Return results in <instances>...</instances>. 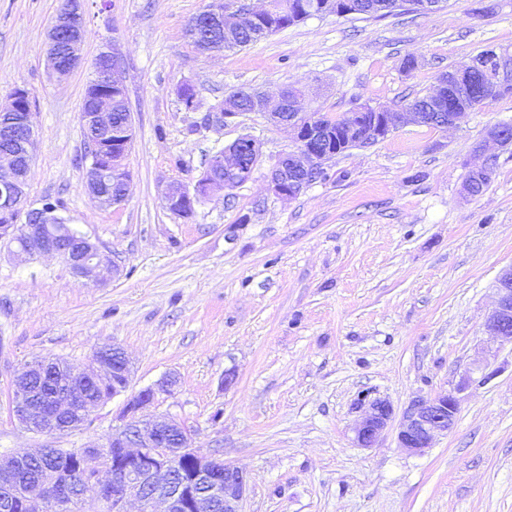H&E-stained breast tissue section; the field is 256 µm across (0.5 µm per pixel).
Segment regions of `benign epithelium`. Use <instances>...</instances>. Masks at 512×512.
<instances>
[{
    "label": "benign epithelium",
    "instance_id": "1",
    "mask_svg": "<svg viewBox=\"0 0 512 512\" xmlns=\"http://www.w3.org/2000/svg\"><path fill=\"white\" fill-rule=\"evenodd\" d=\"M265 0H209L198 13L216 28H231L242 18L254 19L265 14ZM84 16L79 0H72L68 8L57 14L48 37V62L54 75H68L80 60V47L84 42ZM497 67L492 73L491 83L469 94V103L455 111L418 112L408 109L394 112L382 107L364 105L359 111L373 114V124L378 130L370 132L381 138L406 125H435L448 127L465 112L488 100L512 90V57L496 54ZM95 72L102 87L88 112L80 113L84 131L96 130L111 139V144L128 147L134 137V126L117 127L112 122V89L126 91L124 83L125 59L121 46L112 41L108 50L101 52L95 60ZM481 68L478 60L448 73L438 83L435 97L441 99L450 90H464L471 86L476 72ZM301 91H295L287 99L280 89L274 94L256 92L255 105L267 121L288 129L296 144V150L280 155L268 174L269 189L282 200H292L309 186L308 179L325 169L332 159L324 150L325 143L333 138L331 127L318 122L302 107ZM0 197L5 204L0 206V235L18 238L22 245L17 255L28 259L57 257L78 279L93 284L105 281V274L117 271L116 265L103 254L99 246L82 234L72 239L50 234V225L66 224L68 220L53 208L45 210L41 204L28 202V173L35 150V130L32 122L31 104L25 89L17 87L9 95L8 105L0 108ZM90 165L86 170L85 190L102 208H112L123 203L129 191L130 178L123 174L125 154H107L103 151L89 155ZM220 164L210 172L209 180L196 190L186 189L181 182H171L163 196L168 211L177 218L184 217L182 207L196 210V206L224 189V166ZM494 157L487 156L473 167L462 185L463 194L473 197L470 178L476 177L492 167ZM483 328L486 335L501 344H512V266L503 270L496 282V300L485 316ZM118 356L119 367L111 365L104 349L96 350L90 360L71 371L68 386L58 396L59 406L70 404L89 407L85 398V382H102L120 373L126 382L112 392L117 396L125 392L131 381V366L125 353L112 351ZM41 363L33 362L19 375L13 386L12 411L26 429L41 434H60L75 429V425L58 426L56 414L32 403L28 390L30 374L39 369ZM465 377L453 392L440 393L432 398L413 401L403 412L398 423V446L410 454H423L431 448L440 434L454 425L459 411L458 394L469 384ZM177 379L169 375L154 387L141 391L126 406L122 423L112 428V455L99 448L91 449L96 464H86L72 475V481L97 490V502L105 503L112 512H126L127 499L134 496L140 503L139 512H243L242 503L246 494L247 480L238 469L224 463L211 451L204 452L193 445L191 431L182 423L163 415L147 416L142 410L153 403L156 394L170 393ZM360 406L367 407L362 421L355 429V442L361 448H371L382 432L394 421L392 403L379 397L361 399ZM177 443V453L189 456L194 461L195 473L192 481L207 488L202 498L186 491V482L173 476L171 452L166 440ZM47 453L39 448L33 452L0 460V512H9L13 504L15 476L18 469L29 459ZM224 469V488L211 485V473ZM39 512H65L68 501L61 491L60 477L49 471L37 488L35 499Z\"/></svg>",
    "mask_w": 512,
    "mask_h": 512
}]
</instances>
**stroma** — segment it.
<instances>
[{
    "label": "stroma",
    "instance_id": "obj_1",
    "mask_svg": "<svg viewBox=\"0 0 512 512\" xmlns=\"http://www.w3.org/2000/svg\"><path fill=\"white\" fill-rule=\"evenodd\" d=\"M207 3L82 0V61L59 81L46 52L60 0H0V104L25 88L34 117L29 199H59L118 268L93 286L59 259H17L0 240V459L100 445L130 396L173 374L177 387L148 413L181 421L196 447L243 472L244 512H512V345L483 329L496 280L512 266V146L486 142L490 127L512 124V94L455 126L408 124L346 150L289 201L267 181L294 148L286 130L257 112L219 129L202 124L239 88L297 86L308 111L330 117L406 104L486 47L512 55V0L316 15L210 55L185 36ZM112 40L126 55L135 137L128 198L104 209L83 188L79 114ZM409 55L418 66L405 73ZM184 81L201 110L179 102ZM245 134L262 148L252 178L197 205L192 220L173 216L166 185H194L206 155ZM482 145L496 154L495 171L483 195L468 198L461 186ZM108 346L133 365L126 394L65 434L14 418V378L28 364H83ZM456 388V421L424 454L399 448L393 426L375 447L355 445L362 394L400 414Z\"/></svg>",
    "mask_w": 512,
    "mask_h": 512
}]
</instances>
